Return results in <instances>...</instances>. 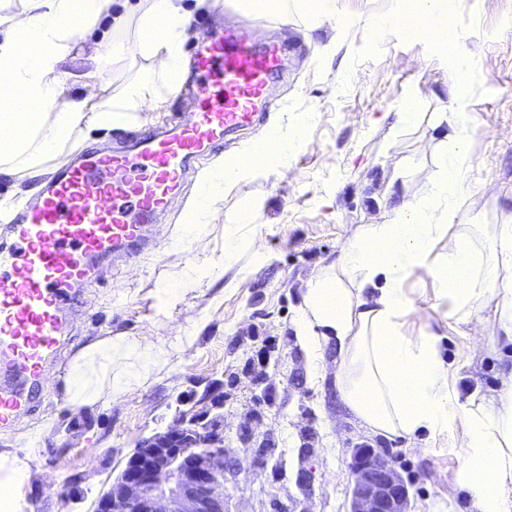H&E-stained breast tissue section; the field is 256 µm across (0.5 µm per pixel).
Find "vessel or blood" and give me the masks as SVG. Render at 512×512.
Instances as JSON below:
<instances>
[{
	"label": "vessel or blood",
	"instance_id": "vessel-or-blood-1",
	"mask_svg": "<svg viewBox=\"0 0 512 512\" xmlns=\"http://www.w3.org/2000/svg\"><path fill=\"white\" fill-rule=\"evenodd\" d=\"M256 25L212 32L183 64L196 109L166 130L144 129L112 152L80 147L23 203L0 244V430L39 402L36 382L70 342V316L101 265L134 261L197 164L227 137L264 126L287 44Z\"/></svg>",
	"mask_w": 512,
	"mask_h": 512
}]
</instances>
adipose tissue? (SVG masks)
<instances>
[{
    "mask_svg": "<svg viewBox=\"0 0 512 512\" xmlns=\"http://www.w3.org/2000/svg\"><path fill=\"white\" fill-rule=\"evenodd\" d=\"M110 2L23 0L10 12L0 0V177L39 178L49 160L80 138L129 126L179 91L191 21L183 0H142L127 42L93 34ZM24 32L38 42V54L23 49ZM82 46L94 68L79 91L64 63ZM126 55L141 56L144 66L117 95L99 93L113 62ZM436 121L451 148L437 152L429 192L401 201L383 223L361 225L339 259L309 278L294 334L316 366L324 345L335 342L338 391L370 432L412 439L457 431L464 450L457 481L476 512H512V378L494 397L460 399L438 336L404 331L417 311L405 285L423 273L449 318L475 325L491 304L500 329L512 337V225L464 222L458 197L471 116L458 109ZM302 134V124H294L243 148L217 173L230 183L287 164ZM192 342L187 334L161 343L145 336L95 338L64 368L65 401L77 414L132 396ZM40 457L33 438L0 451V512H25L24 486Z\"/></svg>",
    "mask_w": 512,
    "mask_h": 512,
    "instance_id": "ef3b65f1",
    "label": "adipose tissue"
}]
</instances>
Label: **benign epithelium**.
Masks as SVG:
<instances>
[{
    "label": "benign epithelium",
    "instance_id": "benign-epithelium-1",
    "mask_svg": "<svg viewBox=\"0 0 512 512\" xmlns=\"http://www.w3.org/2000/svg\"><path fill=\"white\" fill-rule=\"evenodd\" d=\"M223 384L209 383L187 399L160 432L127 455L118 477L102 491L99 512H224ZM259 410L245 417L240 433L260 448L270 433L258 430L263 410L276 396H254ZM350 512H409V490L389 453L366 442L350 443Z\"/></svg>",
    "mask_w": 512,
    "mask_h": 512
}]
</instances>
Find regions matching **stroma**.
I'll list each match as a JSON object with an SVG mask.
<instances>
[{
  "mask_svg": "<svg viewBox=\"0 0 512 512\" xmlns=\"http://www.w3.org/2000/svg\"><path fill=\"white\" fill-rule=\"evenodd\" d=\"M193 19L189 34L201 35L217 15L231 22H285L300 47L289 53L279 82V104L269 127L309 117L290 164L232 184L217 183L204 195L211 215L203 253L173 246L180 210L153 255L89 288L80 300L92 322L80 341L119 332L169 340L197 329L192 345L175 353L168 367L132 397L103 409L73 415L57 385L42 381L35 392L39 415L0 432V450L33 435L41 463L25 484L31 512H93L97 493L123 468L138 442L160 431L181 395L224 383V446L233 468L224 483V512H348L349 441L369 438L388 451L407 480L411 512H432L452 503L455 512H475L457 483L462 450L456 432L417 435L408 441L368 434L336 388V347L323 350L315 372L294 340V320L307 280L334 263L345 242L363 224H379L401 199L424 195L435 169L427 148L437 138L433 122L453 109L454 61L412 31L374 42L369 25L397 6L413 10L419 0H324L319 15L295 7L259 12L246 0H186ZM435 17L453 19L462 47L474 55L464 108L472 117L468 144V192L461 198L467 222L512 224V0H436ZM411 101L414 117L400 122L399 107ZM259 237V252L243 251L218 266L226 238ZM195 284L178 305L167 308L160 291ZM418 308L408 334L439 335L440 348L460 398L478 390L497 394L512 372V342L501 338L493 307L481 313L483 344L455 325L436 299L430 279L406 285ZM278 357L269 368L278 405L267 411L263 430L272 448L242 455L237 428L253 405L254 377L247 364L259 348ZM313 471L301 490V469Z\"/></svg>",
  "mask_w": 512,
  "mask_h": 512,
  "instance_id": "35a3bbf8",
  "label": "stroma"
}]
</instances>
